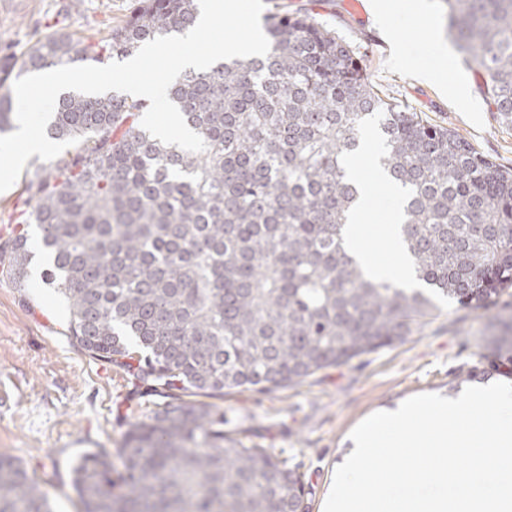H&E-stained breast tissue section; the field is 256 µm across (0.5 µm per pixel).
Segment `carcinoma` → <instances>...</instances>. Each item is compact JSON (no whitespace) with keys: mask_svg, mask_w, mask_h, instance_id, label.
I'll use <instances>...</instances> for the list:
<instances>
[{"mask_svg":"<svg viewBox=\"0 0 512 512\" xmlns=\"http://www.w3.org/2000/svg\"><path fill=\"white\" fill-rule=\"evenodd\" d=\"M452 33L488 78L512 126V0H445ZM198 0H139L97 42L69 33L0 58V88L30 72L127 58L189 31ZM264 57L185 70L169 97L206 144L166 145L141 127L147 104L122 94L62 96L47 126L78 137L25 184L24 223L0 271L63 297L69 334L130 377L156 410L113 457L73 471L83 512H305L299 466L224 431L198 398L272 394L403 343L435 299L461 310L507 307L512 288V168L460 135L381 98L356 48L310 14L271 13ZM0 94V133L14 128ZM370 126L376 166L399 192L401 243L420 287L364 277L345 227L358 190L345 160ZM482 358H512V314L487 326ZM0 512H52L48 495L0 458Z\"/></svg>","mask_w":512,"mask_h":512,"instance_id":"carcinoma-1","label":"carcinoma"}]
</instances>
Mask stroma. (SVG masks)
Instances as JSON below:
<instances>
[{
	"instance_id": "1",
	"label": "stroma",
	"mask_w": 512,
	"mask_h": 512,
	"mask_svg": "<svg viewBox=\"0 0 512 512\" xmlns=\"http://www.w3.org/2000/svg\"><path fill=\"white\" fill-rule=\"evenodd\" d=\"M266 10L306 11L358 47L369 81L386 100L467 139L512 168V127L496 119L486 78L455 49L445 0H368L365 14L346 0H264ZM137 0H0V57L26 52L57 32L99 36L128 19ZM390 14L386 40L375 12ZM431 72L417 81L415 71ZM62 297L32 273L26 286L0 274V455L19 460L47 492L54 512H81L72 469L87 452L114 455L154 400L125 374L91 359L69 339ZM487 312L439 303L405 343L319 372L274 394L233 392L216 400L224 428L300 465L310 488L306 512H322L334 467L353 428L383 407L419 393L455 395L457 375L481 357Z\"/></svg>"
}]
</instances>
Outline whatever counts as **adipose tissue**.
Returning <instances> with one entry per match:
<instances>
[{"label":"adipose tissue","instance_id":"obj_1","mask_svg":"<svg viewBox=\"0 0 512 512\" xmlns=\"http://www.w3.org/2000/svg\"><path fill=\"white\" fill-rule=\"evenodd\" d=\"M392 194V186L382 178L362 182L358 214L366 216L378 193ZM359 221L348 227V250L358 262L365 275L372 279H389L406 287H414L410 276L406 254L393 224H379L368 228Z\"/></svg>","mask_w":512,"mask_h":512}]
</instances>
